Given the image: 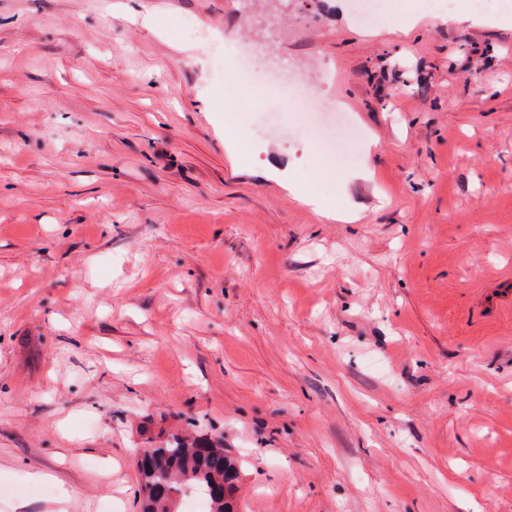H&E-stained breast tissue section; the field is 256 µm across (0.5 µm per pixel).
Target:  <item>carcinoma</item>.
<instances>
[{"label":"carcinoma","mask_w":512,"mask_h":512,"mask_svg":"<svg viewBox=\"0 0 512 512\" xmlns=\"http://www.w3.org/2000/svg\"><path fill=\"white\" fill-rule=\"evenodd\" d=\"M136 467L145 491L142 512H173L171 495L189 488H214L216 496L206 502L204 512H236L240 468L219 441L170 434L147 448L139 449Z\"/></svg>","instance_id":"carcinoma-1"}]
</instances>
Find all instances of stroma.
<instances>
[{"mask_svg":"<svg viewBox=\"0 0 512 512\" xmlns=\"http://www.w3.org/2000/svg\"><path fill=\"white\" fill-rule=\"evenodd\" d=\"M378 20L0 0L1 484L140 512L137 450L184 431L238 459V512H512V20ZM302 203L320 211L329 219L348 221L354 217L353 210L346 204L344 198L339 196L335 203L325 202L321 196L311 187L301 198ZM30 478L32 481L40 483L51 490V500H53L59 506L57 508L59 510L56 512H66L64 505L69 499V493L62 487L61 484L57 483L55 477L51 473L37 472L32 474Z\"/></svg>","mask_w":512,"mask_h":512,"instance_id":"1","label":"stroma"}]
</instances>
